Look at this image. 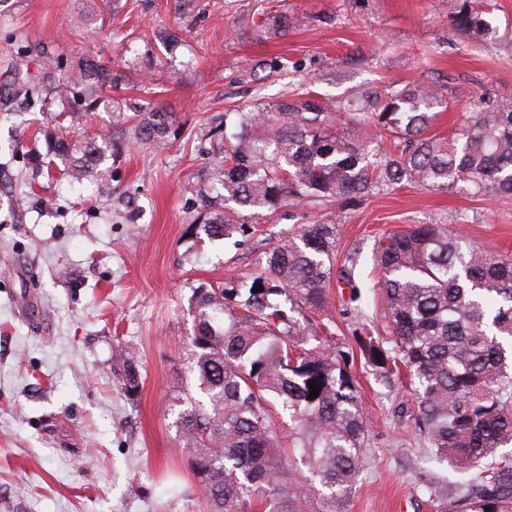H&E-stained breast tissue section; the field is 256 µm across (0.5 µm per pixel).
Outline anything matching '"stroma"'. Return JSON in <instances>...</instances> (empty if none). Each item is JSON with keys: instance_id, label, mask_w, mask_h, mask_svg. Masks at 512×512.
<instances>
[{"instance_id": "obj_1", "label": "stroma", "mask_w": 512, "mask_h": 512, "mask_svg": "<svg viewBox=\"0 0 512 512\" xmlns=\"http://www.w3.org/2000/svg\"><path fill=\"white\" fill-rule=\"evenodd\" d=\"M483 41L453 31L449 0H176L0 4V512H206L171 411L192 378V286L254 267L264 243L187 235L201 201L189 182L210 161L211 130L227 109L314 91L338 101L357 88L427 84L447 100L434 127L453 129L475 96L512 102V0H492ZM286 11L287 36L250 38L253 17ZM73 12L92 16L74 27ZM184 32L175 52L147 53L144 32ZM23 57L22 75L11 65ZM111 60L128 85L172 113L168 150H130L107 177L80 183L47 168L28 122L39 100L20 82L46 81L80 57ZM288 59L284 70L258 62ZM254 81L236 82L245 70ZM442 224L481 248L512 254V200L455 190L401 188L344 209L338 259L362 256L372 276L377 237ZM134 350L140 389L114 373L117 349ZM370 428L369 458L345 498L326 502L311 480L302 512H454L420 490L411 455L421 448L402 409L412 396L355 363Z\"/></svg>"}]
</instances>
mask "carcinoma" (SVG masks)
Wrapping results in <instances>:
<instances>
[{
	"label": "carcinoma",
	"instance_id": "carcinoma-1",
	"mask_svg": "<svg viewBox=\"0 0 512 512\" xmlns=\"http://www.w3.org/2000/svg\"><path fill=\"white\" fill-rule=\"evenodd\" d=\"M484 0H453V29L488 32ZM286 12L262 11L253 29L285 36ZM147 50L168 51L174 32L142 35ZM120 77L82 58L24 94L63 110L36 128L49 164L70 180L116 165L136 144L165 150L178 138L173 115L150 103L114 97ZM369 112H351L309 92L224 113L235 132L217 139L206 181L224 209L200 214L188 233L211 240L255 236L257 224L290 205L347 207L389 187L475 191L512 199V106L484 98L448 134L431 129L447 107L430 87L375 90ZM111 112L108 126L75 134L63 116ZM339 215L281 232L244 279L192 288L194 334L187 360L194 389L174 400L175 427L208 512H301L306 467L331 499L358 480L369 426L349 370L359 353L388 385L401 377L415 396L414 423L424 456L447 463L461 482L424 479L431 498L454 499L455 512H512V257L465 245L440 224H413L378 240V297L388 336L363 311L351 351L338 350L330 288L334 279L361 300L354 278L360 252L336 265ZM262 286L263 290L254 291ZM125 390L139 388L134 356L120 353ZM321 387L309 398V383ZM291 426L279 430L277 407Z\"/></svg>",
	"mask_w": 512,
	"mask_h": 512
}]
</instances>
